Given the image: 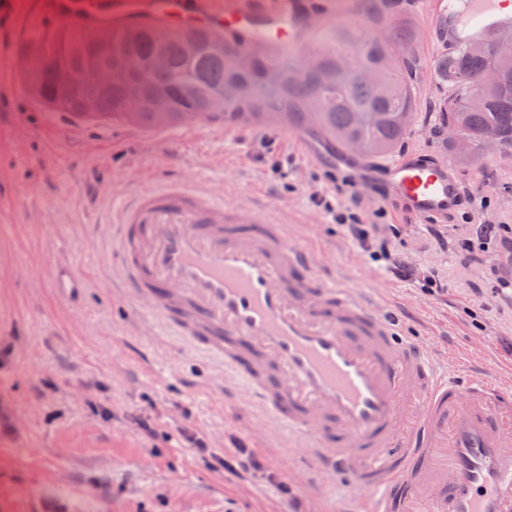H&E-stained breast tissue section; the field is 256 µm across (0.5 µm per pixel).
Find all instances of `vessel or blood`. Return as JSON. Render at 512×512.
<instances>
[{
  "mask_svg": "<svg viewBox=\"0 0 512 512\" xmlns=\"http://www.w3.org/2000/svg\"><path fill=\"white\" fill-rule=\"evenodd\" d=\"M503 0H435V29L456 47L505 20ZM0 0V24L101 26L149 17L197 26L246 44L297 43L307 24L288 0ZM309 160L350 163L324 140L290 130ZM392 193L422 219L458 204L448 161L374 162ZM107 246L126 294L191 349L221 360L290 434L309 448L315 473L346 476L351 512H512V383L448 362L402 336L391 304L370 307L351 288L313 273L314 250L267 212L202 195L189 182L124 197ZM56 299L78 305L87 286L73 264L50 273Z\"/></svg>",
  "mask_w": 512,
  "mask_h": 512,
  "instance_id": "obj_1",
  "label": "vessel or blood"
}]
</instances>
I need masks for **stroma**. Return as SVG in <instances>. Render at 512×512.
Masks as SVG:
<instances>
[{"label":"stroma","mask_w":512,"mask_h":512,"mask_svg":"<svg viewBox=\"0 0 512 512\" xmlns=\"http://www.w3.org/2000/svg\"><path fill=\"white\" fill-rule=\"evenodd\" d=\"M313 11L307 51L345 26L388 38L405 24L414 58L415 112L392 157L449 160L463 192L448 218L425 221L400 203L355 187L365 221L396 227L391 242L412 278L372 261L317 204L346 203L336 170L306 159L275 128L220 121L168 146L169 128L123 120L69 128L22 83L0 78V512H39L61 485L81 512H344L345 479L310 483L304 451L268 419L218 362L188 351L135 312L121 294L117 262L101 241L112 204L198 171L199 189L225 203L266 210L314 246L315 272L392 301L404 334L512 382V246L461 249L492 224L512 225V155L488 147L481 161L453 158L437 108L450 89L433 79L441 54L433 0H292ZM71 260L88 283L79 309L59 303L48 277ZM434 274L441 288L418 276ZM510 280L507 288L499 279ZM259 469L225 468L238 448Z\"/></svg>","instance_id":"stroma-1"}]
</instances>
